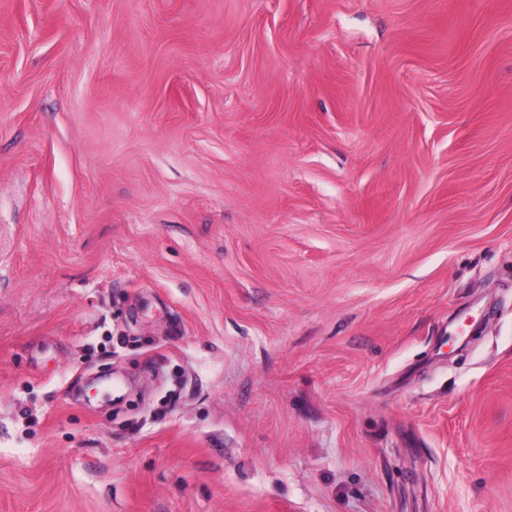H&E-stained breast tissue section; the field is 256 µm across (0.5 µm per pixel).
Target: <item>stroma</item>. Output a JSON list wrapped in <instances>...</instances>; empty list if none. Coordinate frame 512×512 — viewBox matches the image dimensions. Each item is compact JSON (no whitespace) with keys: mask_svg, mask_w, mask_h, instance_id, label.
<instances>
[{"mask_svg":"<svg viewBox=\"0 0 512 512\" xmlns=\"http://www.w3.org/2000/svg\"><path fill=\"white\" fill-rule=\"evenodd\" d=\"M0 512H512V0H0Z\"/></svg>","mask_w":512,"mask_h":512,"instance_id":"obj_1","label":"stroma"}]
</instances>
